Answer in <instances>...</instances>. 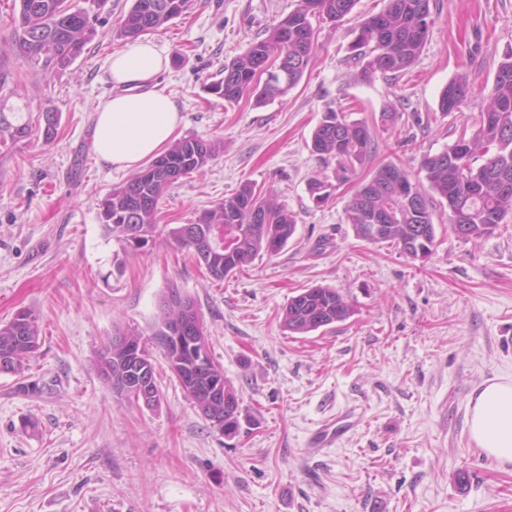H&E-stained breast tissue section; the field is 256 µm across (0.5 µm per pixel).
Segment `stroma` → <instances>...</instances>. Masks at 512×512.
Returning a JSON list of instances; mask_svg holds the SVG:
<instances>
[{"label":"stroma","mask_w":512,"mask_h":512,"mask_svg":"<svg viewBox=\"0 0 512 512\" xmlns=\"http://www.w3.org/2000/svg\"><path fill=\"white\" fill-rule=\"evenodd\" d=\"M92 12L97 34L68 69L35 71L11 41L18 0H0V111L30 136L0 144V322L29 308L41 348L24 376L0 374V512H512V465L471 441L473 389L512 378V219L467 241L433 201L436 240L414 260L390 242L357 237L345 209L374 168L421 176L426 156L452 145L489 105L512 50V0H430L426 43L405 72L364 77L352 45L384 0H358L321 24L312 61L287 96L224 103L203 85L263 38L298 0H193L155 32L170 59L157 85L178 105V136L224 141L202 171L173 184L159 222L195 223L253 182L293 213L296 232L217 282L166 237L141 251L109 237L96 203L130 173L94 150L95 106L112 92L110 59L132 0H68ZM467 74L474 93L441 113L443 88ZM60 115L52 140L36 123ZM366 123L370 155L348 171L312 153L324 113ZM335 185L319 204L308 183ZM194 298L210 353L240 394L238 433L212 429L154 352L161 405L150 409L100 383L94 359L109 337L148 333L169 286ZM336 288L351 318L288 335L280 314L301 289ZM363 422L309 453L325 421ZM466 481H459V474Z\"/></svg>","instance_id":"1"}]
</instances>
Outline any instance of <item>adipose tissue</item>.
<instances>
[{
  "label": "adipose tissue",
  "mask_w": 512,
  "mask_h": 512,
  "mask_svg": "<svg viewBox=\"0 0 512 512\" xmlns=\"http://www.w3.org/2000/svg\"><path fill=\"white\" fill-rule=\"evenodd\" d=\"M169 66V56L152 39L129 41L113 55L109 75L116 91L95 111L94 147L106 164L139 167L172 141L180 112L175 101L156 87L158 76ZM466 416L477 448L500 465H512V379L475 388Z\"/></svg>",
  "instance_id": "1"
}]
</instances>
